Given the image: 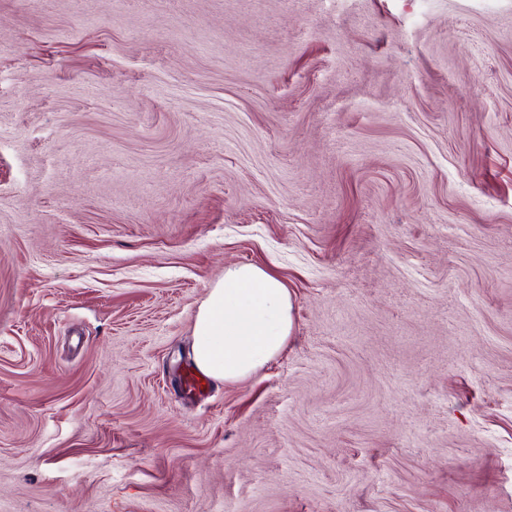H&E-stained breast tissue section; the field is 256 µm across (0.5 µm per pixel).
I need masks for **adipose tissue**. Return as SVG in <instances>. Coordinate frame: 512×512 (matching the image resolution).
<instances>
[{
    "label": "adipose tissue",
    "mask_w": 512,
    "mask_h": 512,
    "mask_svg": "<svg viewBox=\"0 0 512 512\" xmlns=\"http://www.w3.org/2000/svg\"><path fill=\"white\" fill-rule=\"evenodd\" d=\"M285 285L254 264L226 267L194 324L195 365L217 381L236 383L276 357L292 328Z\"/></svg>",
    "instance_id": "adipose-tissue-1"
}]
</instances>
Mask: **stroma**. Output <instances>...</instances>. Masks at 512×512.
<instances>
[{"label":"stroma","mask_w":512,"mask_h":512,"mask_svg":"<svg viewBox=\"0 0 512 512\" xmlns=\"http://www.w3.org/2000/svg\"><path fill=\"white\" fill-rule=\"evenodd\" d=\"M0 512H512V0H0ZM288 289L254 264L224 269L209 288L194 324L195 365L224 383L249 377L276 357L292 328Z\"/></svg>","instance_id":"35a3bbf8"}]
</instances>
